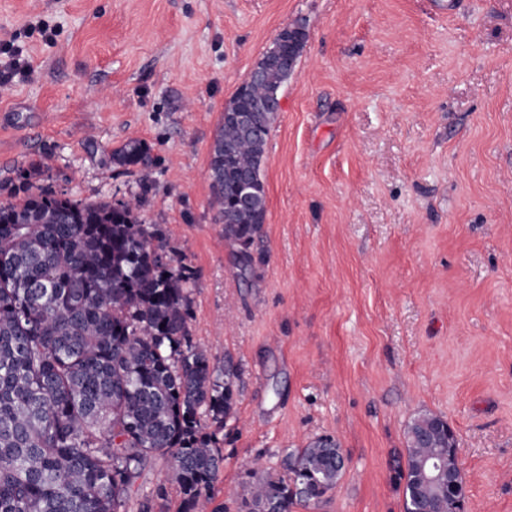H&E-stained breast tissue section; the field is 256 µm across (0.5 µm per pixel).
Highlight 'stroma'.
I'll use <instances>...</instances> for the list:
<instances>
[{
	"label": "stroma",
	"mask_w": 512,
	"mask_h": 512,
	"mask_svg": "<svg viewBox=\"0 0 512 512\" xmlns=\"http://www.w3.org/2000/svg\"><path fill=\"white\" fill-rule=\"evenodd\" d=\"M295 22L243 282L208 161ZM9 39L31 69L0 93V201L139 198L194 273V342L238 366L215 506L330 435L344 474L293 512H403L390 463L426 411L456 436L465 512H512V0H0ZM133 139L149 182L109 160Z\"/></svg>",
	"instance_id": "1"
}]
</instances>
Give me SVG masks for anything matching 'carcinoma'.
Returning <instances> with one entry per match:
<instances>
[{
  "label": "carcinoma",
  "mask_w": 512,
  "mask_h": 512,
  "mask_svg": "<svg viewBox=\"0 0 512 512\" xmlns=\"http://www.w3.org/2000/svg\"><path fill=\"white\" fill-rule=\"evenodd\" d=\"M285 81L272 68L265 81L242 83L230 106L247 109ZM271 126L247 138L223 119L208 163L211 205L242 278L265 223L261 161ZM148 159L137 140L110 157L121 166ZM138 206L136 198L84 203L30 187L0 202V512H126L156 458L172 460L177 512H207L213 502L236 368L231 356L220 363L193 342V273L159 225L142 223ZM423 432L426 448L416 439ZM406 436L393 471L410 512L421 458L456 438L430 413L415 417ZM325 452H287L304 467L283 475L252 471L237 491L240 512H292L333 490Z\"/></svg>",
  "instance_id": "obj_1"
}]
</instances>
